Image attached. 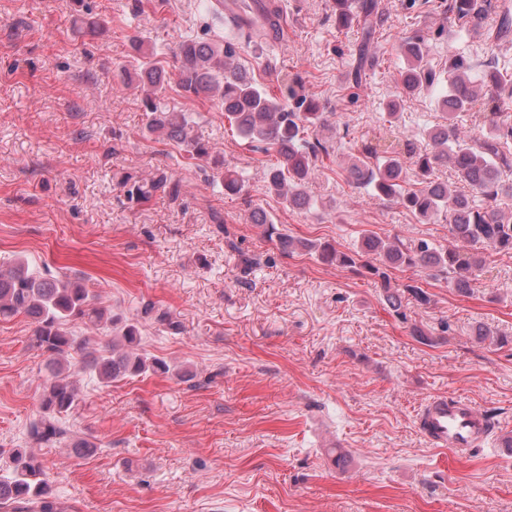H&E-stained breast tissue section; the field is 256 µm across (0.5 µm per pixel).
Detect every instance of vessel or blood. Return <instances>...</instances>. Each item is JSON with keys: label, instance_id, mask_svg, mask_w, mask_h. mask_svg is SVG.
Here are the masks:
<instances>
[{"label": "vessel or blood", "instance_id": "obj_1", "mask_svg": "<svg viewBox=\"0 0 512 512\" xmlns=\"http://www.w3.org/2000/svg\"><path fill=\"white\" fill-rule=\"evenodd\" d=\"M265 12L263 0H224V13L243 26L257 25ZM419 428L434 447L467 455L471 449L486 447L493 425L489 418L469 399L436 396L429 399L419 413Z\"/></svg>", "mask_w": 512, "mask_h": 512}]
</instances>
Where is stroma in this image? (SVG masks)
<instances>
[{"instance_id":"obj_1","label":"stroma","mask_w":512,"mask_h":512,"mask_svg":"<svg viewBox=\"0 0 512 512\" xmlns=\"http://www.w3.org/2000/svg\"><path fill=\"white\" fill-rule=\"evenodd\" d=\"M208 2L0 0V265L23 256L82 273L113 313L151 302L171 320L145 321L141 335L170 373L109 387L82 368L106 334L79 332L67 437L41 445L28 429L46 357L29 319L0 322V449L33 448L72 512H512V448L461 457L417 426L429 398L462 396L493 418L496 437H512V254L486 250L466 296L444 277L391 271L404 290L397 313L379 281L312 252L281 254L250 220L262 209L283 232L345 252L366 229L455 247L443 218L352 187L343 170L362 139L423 150L425 129L442 121L429 94L400 93L404 38L425 35L438 69L452 52L512 62V41L483 26L451 31L446 0H379L367 45L378 64L357 82L361 38L337 26L333 0H279L274 48L242 45L234 61L275 96L300 79L327 115L314 137L329 155L308 188L312 207L299 210L268 192L265 154L232 133L217 98L173 84L160 95L242 174V194L147 130L131 40L173 69L182 41L223 43ZM90 14L105 20L101 33L87 32ZM161 174L179 182L178 199L139 194ZM79 439L96 451L76 457ZM333 441L344 465L330 462Z\"/></svg>"}]
</instances>
